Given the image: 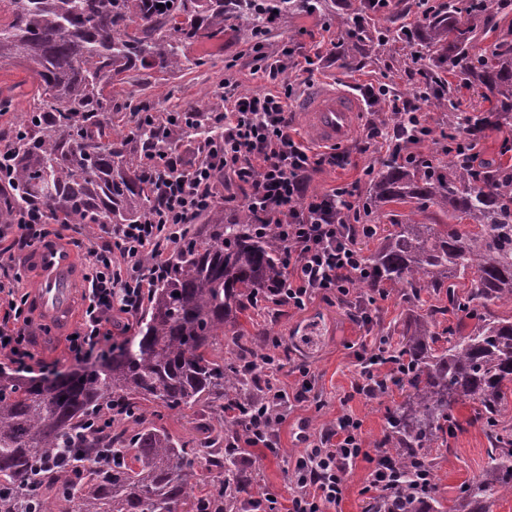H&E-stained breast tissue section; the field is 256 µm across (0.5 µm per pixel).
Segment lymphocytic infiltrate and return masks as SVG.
I'll return each mask as SVG.
<instances>
[{"label":"lymphocytic infiltrate","instance_id":"obj_1","mask_svg":"<svg viewBox=\"0 0 512 512\" xmlns=\"http://www.w3.org/2000/svg\"><path fill=\"white\" fill-rule=\"evenodd\" d=\"M265 36L262 30L251 34V69L267 83V91L246 94L238 82L224 81L215 94L220 106L209 117L219 135L203 138L188 158L175 146L145 149L141 168L151 191L150 211L128 224L99 227L86 245L81 319L66 338L70 361L87 363L111 354L114 319L137 317L153 284L166 279L184 227L220 201L246 205L255 224L276 225L285 247L289 308L304 309L318 294L342 303L353 296L367 265L357 246L366 230L350 209L360 196L359 186L310 193L314 174L343 166L345 156L334 146L316 151L296 140L288 110L295 88L287 66L314 73L335 58L336 50L320 45L300 53L285 42L270 53L264 49ZM359 92L371 115L384 106L411 121L423 118L421 107L395 94L389 84L370 82L360 85ZM62 230L37 200L0 225V354L19 371L29 369L33 359L32 319L14 254L61 236ZM303 442V450L287 462V501L267 495L259 512H334L361 458L371 463L365 492H380L400 479L389 454L367 448L361 422L351 414L338 416Z\"/></svg>","mask_w":512,"mask_h":512}]
</instances>
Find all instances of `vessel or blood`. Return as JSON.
I'll return each mask as SVG.
<instances>
[{"label": "vessel or blood", "instance_id": "vessel-or-blood-1", "mask_svg": "<svg viewBox=\"0 0 512 512\" xmlns=\"http://www.w3.org/2000/svg\"><path fill=\"white\" fill-rule=\"evenodd\" d=\"M312 138L322 144L347 140L354 132L363 105L358 97L326 82L313 88L297 105ZM36 279L31 287L34 312L65 330L70 322L71 301L81 278L76 253L60 239H49L28 253Z\"/></svg>", "mask_w": 512, "mask_h": 512}]
</instances>
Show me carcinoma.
<instances>
[{
	"label": "carcinoma",
	"mask_w": 512,
	"mask_h": 512,
	"mask_svg": "<svg viewBox=\"0 0 512 512\" xmlns=\"http://www.w3.org/2000/svg\"><path fill=\"white\" fill-rule=\"evenodd\" d=\"M226 0H7L0 13V66L23 68L36 88L11 129L0 160V221L31 199L48 204L60 224H124L147 213L130 140L152 144L156 124L136 117L112 137V92L120 75L151 61L161 70L198 66L181 53V37L205 24L224 30ZM414 28L380 26L365 37L348 28L353 55L401 42L400 66H422L437 81L427 107L445 116L433 127H407L410 143L430 153L405 159L392 152L371 173L369 195L353 207L362 224L390 229L367 256L358 280L364 310L391 287L411 314L376 338L399 373L372 383L406 399L386 408L377 448L395 449L404 473L426 479L398 484L374 499L370 512H490L512 495V317L491 307L512 302V163L476 162L478 141L457 145L455 132L512 122V40L485 48L473 0H429ZM249 29L264 13L239 7ZM450 72L466 88L490 93V107L460 110ZM411 205L403 219L384 211ZM437 208L445 224L418 216ZM284 245L275 229L256 231L249 209L224 223L217 205L180 237L170 276L151 288L134 333L100 366L58 373L52 380L0 370V512H250L267 493L252 483L255 462L249 420L266 388L260 368L282 359L267 329L246 334L240 316L264 297L274 306L285 279ZM471 319L447 325L448 311ZM227 355L217 359L219 344ZM124 412L113 411L116 404ZM468 405L464 421L454 410ZM194 417L197 435H170L164 413ZM489 443L488 465L463 482L445 505L434 452L465 426Z\"/></svg>",
	"instance_id": "obj_1"
}]
</instances>
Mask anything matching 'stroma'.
Returning a JSON list of instances; mask_svg holds the SVG:
<instances>
[{"instance_id":"35a3bbf8","label":"stroma","mask_w":512,"mask_h":512,"mask_svg":"<svg viewBox=\"0 0 512 512\" xmlns=\"http://www.w3.org/2000/svg\"><path fill=\"white\" fill-rule=\"evenodd\" d=\"M354 0H329L325 10L299 8L292 13L277 14L269 26L267 44L276 49L282 41L289 40L311 49L321 39V25L325 20L335 19L332 28L335 36H342L340 23L355 13ZM250 33L237 22L228 20L223 32L209 37L203 34L181 41L183 53L195 60L194 68L175 73L162 72L150 65L127 73L123 80L112 85V124L124 128L130 118V105L150 111L176 112L193 108L201 112L210 111L214 104V90L220 81L237 80L246 93H261L266 83L250 71V50L247 42ZM401 46H389L379 51L374 63L358 65L346 50H339L335 61L326 71L307 78L296 77V93L304 95L312 82L337 81L344 85L363 84L374 79L388 83L404 97L411 96L413 84L407 75L399 73L393 66L395 57L402 55ZM30 86L21 68L5 65L0 67V98L11 99L10 111L0 114V131L10 129L17 118L25 112L30 101ZM349 153L346 166L326 170L314 175L311 192L322 194L343 184L358 182L362 191L370 186L363 175L366 167L378 165L386 156V149L359 153L354 142H346ZM407 306L397 295L390 294L377 299L372 306V320H358L352 307L318 296L301 310L285 306L276 311L258 308L252 314L255 328L269 329L285 338L291 349V364L288 374L281 382L285 389H292L300 365L313 369L318 377L321 407L305 403L295 409L281 433L283 455L279 458L261 460L257 466V479L279 497L289 493L288 477L285 473L286 457L299 453L303 444L298 440L300 420H307L310 433H319L338 415L348 413L362 423L366 442L379 438L385 426V408L391 405L388 396L368 398L355 394L354 384L360 383L361 364L358 356L371 348L380 332L395 326L405 315ZM35 331L31 351L32 376H40L41 365L57 362L59 369H72L73 364L65 353L66 340L56 328L46 327L43 320H35ZM488 443L479 427H470L450 439L447 449L441 450L436 459V471L445 492H455L465 480L479 475L488 462Z\"/></svg>"}]
</instances>
